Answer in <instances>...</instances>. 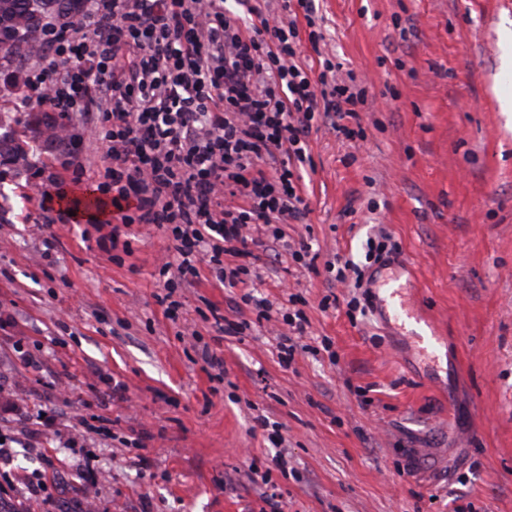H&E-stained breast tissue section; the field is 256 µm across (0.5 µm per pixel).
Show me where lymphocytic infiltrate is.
<instances>
[{"instance_id":"obj_1","label":"lymphocytic infiltrate","mask_w":512,"mask_h":512,"mask_svg":"<svg viewBox=\"0 0 512 512\" xmlns=\"http://www.w3.org/2000/svg\"><path fill=\"white\" fill-rule=\"evenodd\" d=\"M237 2L249 22L224 0H90L77 27L49 32L28 89L61 116H95L112 207H135L173 243L165 288L193 285L206 265L263 322L272 305L251 286L258 262L281 255L262 256V236L282 240L281 225L307 212L290 164L308 159L320 123L354 138L348 122L366 92L341 62L322 58L315 74L300 64L303 44L323 39L299 33L313 0H283L277 12ZM288 301L276 338L284 367L308 326L298 295Z\"/></svg>"}]
</instances>
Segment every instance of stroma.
I'll use <instances>...</instances> for the list:
<instances>
[{
  "label": "stroma",
  "mask_w": 512,
  "mask_h": 512,
  "mask_svg": "<svg viewBox=\"0 0 512 512\" xmlns=\"http://www.w3.org/2000/svg\"><path fill=\"white\" fill-rule=\"evenodd\" d=\"M314 6L324 39L303 45V66L340 58L367 102L363 137L327 124L311 134L308 213L282 227L318 253V271L286 254L255 288L280 305L284 281L307 300L310 349L286 369L280 314L241 341L216 331L213 311L253 315L208 269L175 292L178 320L166 318L155 297L173 252L156 225L126 226L117 212L54 224L44 258L34 188L52 173L75 197L98 188L103 150L88 116L71 114L67 143L49 145L31 123L45 104L0 98L29 160L0 170V435L14 447L0 469L48 475L51 503L30 498L28 512H262L252 465L284 512H512V0ZM116 226L132 250L119 264L103 246ZM390 238L417 302L405 328L377 316L379 300L364 311L360 289L325 267L341 257L381 282L392 268L367 252ZM417 332L437 337L432 358ZM259 415L281 427L287 472L252 429ZM48 416L54 431L32 439Z\"/></svg>",
  "instance_id": "obj_1"
}]
</instances>
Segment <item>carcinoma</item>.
Here are the masks:
<instances>
[{
    "mask_svg": "<svg viewBox=\"0 0 512 512\" xmlns=\"http://www.w3.org/2000/svg\"><path fill=\"white\" fill-rule=\"evenodd\" d=\"M89 0H0V92H9L23 80L26 65L36 57V46L51 25L75 23L87 11ZM36 132L44 141L65 142L64 128L44 112L34 119ZM27 165L24 149L10 135L0 136V166L20 169Z\"/></svg>",
    "mask_w": 512,
    "mask_h": 512,
    "instance_id": "obj_1",
    "label": "carcinoma"
}]
</instances>
